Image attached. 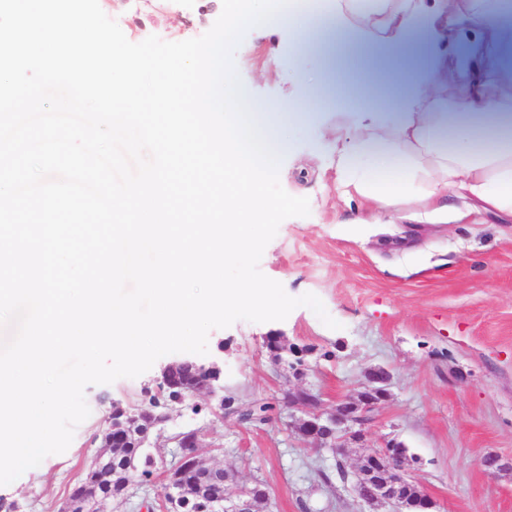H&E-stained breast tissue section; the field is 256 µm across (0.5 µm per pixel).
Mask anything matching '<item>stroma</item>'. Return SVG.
<instances>
[{
    "mask_svg": "<svg viewBox=\"0 0 512 512\" xmlns=\"http://www.w3.org/2000/svg\"><path fill=\"white\" fill-rule=\"evenodd\" d=\"M99 4L134 43L152 35L169 42L199 37L222 11V0H149L132 21L127 0ZM373 52V44H345L326 33L309 54L319 93L333 99L350 84L374 88L377 74L366 64ZM298 60L299 42L285 26L248 28L233 52L241 88L260 107L281 105L306 81ZM422 61L416 36L386 62L383 95L402 91ZM348 128L331 107L292 130L280 183L308 198L310 213L282 221L259 263L290 296L319 297L336 328L300 306L282 321L239 320L210 331L201 361L221 367L225 400L268 403V419L249 424L222 414L203 390L193 407L173 410L163 430L151 434V451L171 457L175 435L198 429L205 463L235 475L228 493L259 480L270 492V512H299L302 502L309 512H362L343 484L323 482L330 457L309 449L292 429L297 412L284 396L308 388L330 411L383 367L392 374L390 395L363 445L349 448L347 463L356 464L363 448L394 439L405 444L413 475L439 512H512V473L489 475L479 466L490 453L512 457V218L488 212L453 224L362 223L361 201L337 196L331 165L336 139ZM272 333L307 349L304 376L275 366L265 347ZM172 360L168 354L136 378L88 386L90 415L68 449L0 486V501L13 512H57L96 454L113 405L147 404Z\"/></svg>",
    "mask_w": 512,
    "mask_h": 512,
    "instance_id": "1",
    "label": "stroma"
}]
</instances>
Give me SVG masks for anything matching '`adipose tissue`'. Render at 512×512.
I'll use <instances>...</instances> for the list:
<instances>
[{
	"mask_svg": "<svg viewBox=\"0 0 512 512\" xmlns=\"http://www.w3.org/2000/svg\"><path fill=\"white\" fill-rule=\"evenodd\" d=\"M339 40L378 43L393 58L414 33L427 59L394 106H374L351 91L337 105L356 113L353 137L336 140V189L371 205L373 221L402 211L421 224H445L482 211L512 215V12L499 0H325ZM479 30L466 62L449 63L456 41ZM315 99L297 94L254 117L275 151L288 128L313 116ZM460 205L449 208L447 197Z\"/></svg>",
	"mask_w": 512,
	"mask_h": 512,
	"instance_id": "adipose-tissue-1",
	"label": "adipose tissue"
}]
</instances>
